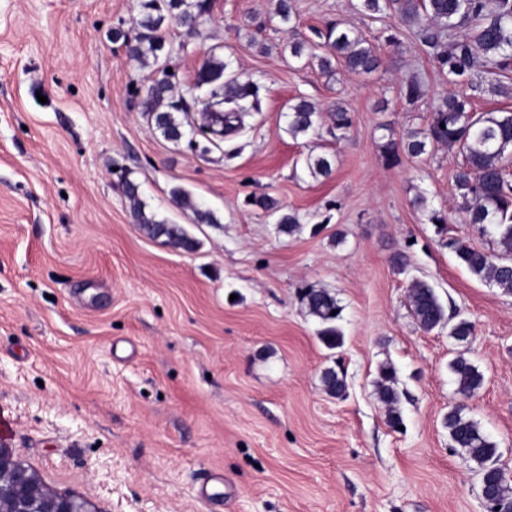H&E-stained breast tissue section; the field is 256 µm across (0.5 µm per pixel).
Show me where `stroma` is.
<instances>
[{
	"label": "stroma",
	"instance_id": "1",
	"mask_svg": "<svg viewBox=\"0 0 512 512\" xmlns=\"http://www.w3.org/2000/svg\"><path fill=\"white\" fill-rule=\"evenodd\" d=\"M357 2L295 0L288 31L276 0H207L197 35L169 24L177 88L213 53L260 88L259 111L204 152L201 112L176 145L138 106L159 73L110 33L132 28L141 0H0V442L52 488L96 512H486L443 425L459 404L512 480V294L446 243L500 247L462 221L461 154L382 156L383 126L426 129L448 79L407 27L388 42ZM332 20L374 45L378 70H320L317 31ZM297 40L312 47L299 61ZM412 76L424 93L414 104L400 93ZM300 97L323 116L296 137L288 106ZM338 105L352 118L344 133L329 117ZM311 154L332 156L329 177L311 176ZM124 173L195 251L141 231ZM177 187L217 223H194ZM281 214L297 216L293 235L278 232ZM415 276L474 324L468 344L419 327L406 299ZM308 288L336 297L341 347L319 340ZM460 354L484 375L467 399L449 369ZM385 363L399 430L375 393ZM329 367L345 398L324 392Z\"/></svg>",
	"mask_w": 512,
	"mask_h": 512
}]
</instances>
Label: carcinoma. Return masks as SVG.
I'll return each instance as SVG.
<instances>
[{
    "instance_id": "1",
    "label": "carcinoma",
    "mask_w": 512,
    "mask_h": 512,
    "mask_svg": "<svg viewBox=\"0 0 512 512\" xmlns=\"http://www.w3.org/2000/svg\"><path fill=\"white\" fill-rule=\"evenodd\" d=\"M356 8L371 18L392 17L407 25L449 83L491 95L512 93L500 80L512 68V0H358ZM204 12L205 3L201 0H143L139 17L134 21L137 36L131 40L117 30L114 39L123 41L129 57L140 65H159L172 50L166 36L169 20H176L188 33L196 34L203 25ZM275 13L283 24L293 23V0H277ZM318 35L326 50L318 57L324 73L333 71L335 62L356 75L370 74L381 64L372 43L362 34L340 27L338 22L326 24ZM228 67L224 59L214 54L204 59L198 84L211 86L206 109L217 106L222 112L224 104L232 103L235 112L258 110V87L239 83ZM174 90L175 85L167 77L157 78L148 86L139 106L155 130L166 140L178 143L185 135L179 112L187 113L189 109L176 108ZM288 112L289 131L295 137L315 130L321 115L320 109L304 98L290 104ZM386 138L382 149L390 164L396 163L402 153L422 159L435 145L458 148L464 157L455 174L462 220L495 237L503 251L492 256L453 237L448 239V249L473 276L512 293V180L505 166V161H512V110L477 112L466 94L453 91L437 100L425 130L412 131L398 139L391 131ZM307 166L314 177H328L333 172V160L325 154L309 157ZM123 190L135 223L148 236L163 237L165 242L186 251L195 250L197 242L181 225L158 220L146 212L136 182L123 178ZM172 198L179 207L190 209L197 223H215L213 213L194 204L185 191L174 190ZM303 300L309 314L322 325L320 341L329 349L338 348L342 344V334L336 327L339 315L332 314L340 309L336 297L324 289H310ZM407 303L426 332L446 327L449 337L460 345L469 343L474 334L473 323L448 313L427 280L415 279L410 283ZM449 367L463 397L473 396L483 386V374L468 359L459 356ZM322 382L334 397L346 391L344 377L333 368L323 371ZM395 382L393 368L381 366L377 392L386 406L388 423L397 428L402 424V416ZM444 427L453 446L474 463L481 479L490 485L494 499L502 508H512V482L496 466V444L477 422L464 414L462 407L448 412Z\"/></svg>"
}]
</instances>
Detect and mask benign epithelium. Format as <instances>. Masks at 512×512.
Returning a JSON list of instances; mask_svg holds the SVG:
<instances>
[{
  "label": "benign epithelium",
  "mask_w": 512,
  "mask_h": 512,
  "mask_svg": "<svg viewBox=\"0 0 512 512\" xmlns=\"http://www.w3.org/2000/svg\"><path fill=\"white\" fill-rule=\"evenodd\" d=\"M0 512H90L84 500L71 492L46 485L16 455L0 443Z\"/></svg>",
  "instance_id": "1"
}]
</instances>
